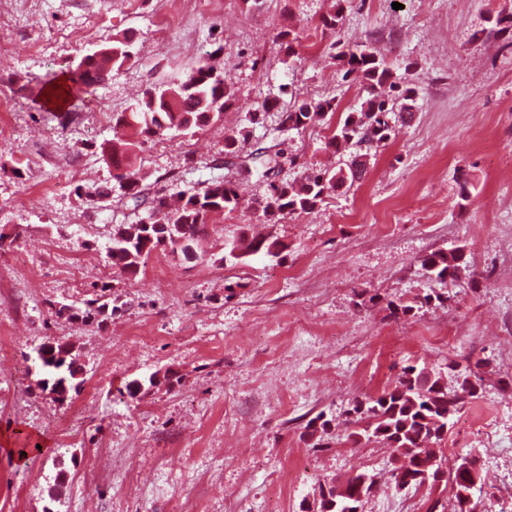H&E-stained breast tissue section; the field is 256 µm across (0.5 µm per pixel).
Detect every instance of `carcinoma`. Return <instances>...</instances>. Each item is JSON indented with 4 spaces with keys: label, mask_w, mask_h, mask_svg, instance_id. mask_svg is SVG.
Masks as SVG:
<instances>
[{
    "label": "carcinoma",
    "mask_w": 512,
    "mask_h": 512,
    "mask_svg": "<svg viewBox=\"0 0 512 512\" xmlns=\"http://www.w3.org/2000/svg\"><path fill=\"white\" fill-rule=\"evenodd\" d=\"M133 45L132 40L125 39L85 56L72 78L71 96L81 101L88 99L108 77L102 72L100 61L120 68L135 56ZM334 58L344 69V77L360 81L367 96L360 109L346 113L343 121L336 125L328 146L339 149L352 141L369 146L389 142L396 135L390 118L393 108L389 104L398 103L401 111L411 112L415 89L405 78L397 76L383 57L369 49L339 47ZM232 103L230 83L223 73L207 65L193 69L179 84L147 89L129 115L116 119L117 125L134 128L136 138L128 139L120 134L112 139V144L103 148V160L117 174L104 185L89 191V198H110L118 192L140 200L142 182L129 167L141 143L173 129L202 128L220 118L225 107ZM334 112L336 104L332 99L304 101L279 113V126L283 130H298L307 124L324 121ZM280 157L281 152L259 145L240 159V175L246 178L255 172L268 178L278 167ZM346 166L345 170L320 168L308 171L298 185L269 182L266 195L252 202L260 223L278 224L290 215L315 210L346 182L361 179L367 164L356 155ZM240 202L236 187L229 182H213L200 191L185 193L176 208L169 207L166 198L157 195L152 198L145 219L137 224L112 225V245L108 247L112 265L133 277L138 274L142 261L160 246L177 247L183 239L195 247L201 246L210 215L217 211H233ZM261 250L275 256L282 247L266 238L235 241L221 261L238 260ZM462 264L463 255L454 251H436L422 260V266L437 281L456 276ZM84 305L83 320L89 323L110 309L112 296L103 288L101 293L85 300ZM36 354L40 368L48 374L40 384L51 386L59 400L65 401L67 384L79 374L71 346L47 341L36 348ZM475 393L476 387L466 381L459 385V391L451 392L441 373L425 366L409 365L403 368L394 385L366 402L354 403L350 414L358 429L347 438L355 443L362 439L383 443L389 448L391 457L401 461L400 467L392 469L391 478L395 483L402 482L405 488L417 491L423 487V480L418 475L431 470L436 463L445 465L446 460L433 445L443 438L448 420L458 411L464 395L472 397ZM366 476L376 480V475L363 472L343 482L347 495L335 512L350 509L357 482ZM474 478L480 479L479 471H462L457 463L447 467V480L455 489L456 512H474L472 500L467 496Z\"/></svg>",
    "instance_id": "cac0c4a2"
}]
</instances>
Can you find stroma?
<instances>
[{
  "mask_svg": "<svg viewBox=\"0 0 512 512\" xmlns=\"http://www.w3.org/2000/svg\"><path fill=\"white\" fill-rule=\"evenodd\" d=\"M400 9H393V2ZM188 24L163 26L157 0H12L0 16V512H306L321 485L377 475L364 512H454L442 483L412 493L391 477L390 452L353 444L350 409L429 366L449 387L479 377L451 418L447 459L476 458V512H512V35L494 33L512 0H197ZM341 12L336 28L321 19ZM301 44L288 51L282 31ZM135 57L112 71L92 102L55 109L42 83L112 40ZM189 45L192 55L174 56ZM366 45L416 89L414 114L372 149L362 181L310 213L258 223L248 203L268 179L243 178L224 154L246 107L331 99L336 119L365 93L333 47ZM209 64L232 84L223 120L146 140L132 168L153 194L212 181L238 184L237 210L208 223V258L159 247L129 277L113 269L112 227L145 207L128 197L90 201L109 178L101 156L111 123L151 87ZM261 114L250 141L288 152L273 180L341 164L332 130L279 133ZM280 242L278 256L219 263L240 233ZM461 251L457 277L431 280L421 260ZM116 308L102 324L57 318L93 285ZM437 293L447 303L399 317L390 303ZM71 345L81 385L57 401L38 382L35 348ZM161 375L130 394L133 380ZM325 424L324 447L307 427ZM49 448L37 449L40 441Z\"/></svg>",
  "mask_w": 512,
  "mask_h": 512,
  "instance_id": "1",
  "label": "stroma"
}]
</instances>
